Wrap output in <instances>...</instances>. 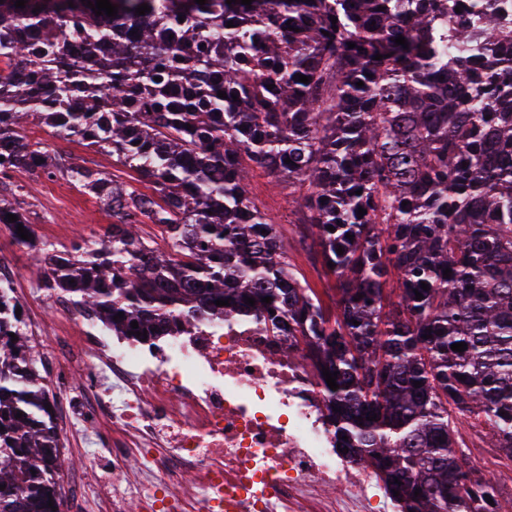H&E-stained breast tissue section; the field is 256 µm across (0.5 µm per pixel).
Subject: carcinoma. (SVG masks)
<instances>
[{
  "mask_svg": "<svg viewBox=\"0 0 512 512\" xmlns=\"http://www.w3.org/2000/svg\"><path fill=\"white\" fill-rule=\"evenodd\" d=\"M89 1L0 3V171L57 172L117 218L98 248L66 258L1 198L30 235L17 243L44 255L43 286L122 336L133 321L158 337L201 319L286 336L334 443L398 512H504L460 427L485 426L512 461V16L499 0H110L114 17ZM31 118L112 155L153 195L23 142ZM255 166L288 182L334 264L335 310L251 198ZM19 307L0 278V512H52L60 435Z\"/></svg>",
  "mask_w": 512,
  "mask_h": 512,
  "instance_id": "obj_1",
  "label": "carcinoma"
}]
</instances>
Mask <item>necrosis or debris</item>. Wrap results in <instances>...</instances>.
<instances>
[{"instance_id": "4bbe7bcc", "label": "necrosis or debris", "mask_w": 512, "mask_h": 512, "mask_svg": "<svg viewBox=\"0 0 512 512\" xmlns=\"http://www.w3.org/2000/svg\"><path fill=\"white\" fill-rule=\"evenodd\" d=\"M43 325L80 382L54 387L65 428L109 436L112 489L83 512H394L371 473L343 458L315 376L287 337L252 322H199L155 340L115 334L71 304ZM344 499H337V490Z\"/></svg>"}]
</instances>
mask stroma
<instances>
[{
	"mask_svg": "<svg viewBox=\"0 0 512 512\" xmlns=\"http://www.w3.org/2000/svg\"><path fill=\"white\" fill-rule=\"evenodd\" d=\"M28 142L42 143L49 151L65 159L98 171L115 183L150 193L148 182L129 168L114 164L111 156L84 146L78 141L50 133L47 128L28 125ZM250 192L278 226L281 244L300 279L320 295L326 306H333L337 282L329 273L312 239L303 237L299 216L288 204V186L277 183L266 171L251 172ZM0 194L6 195L33 228L39 242L47 247L73 252L98 247L112 232V217L96 200L61 175L41 171L16 170L0 178ZM0 273L12 278L16 292L37 310L42 321L57 314L54 291L44 288L41 265L36 253L6 248L0 250ZM465 454L470 464L485 473L494 474L502 495V503L512 512V461L490 445L487 431L468 427L462 434Z\"/></svg>",
	"mask_w": 512,
	"mask_h": 512,
	"instance_id": "1",
	"label": "stroma"
}]
</instances>
